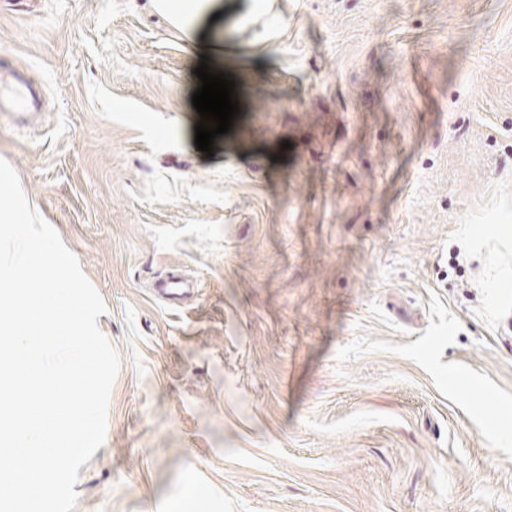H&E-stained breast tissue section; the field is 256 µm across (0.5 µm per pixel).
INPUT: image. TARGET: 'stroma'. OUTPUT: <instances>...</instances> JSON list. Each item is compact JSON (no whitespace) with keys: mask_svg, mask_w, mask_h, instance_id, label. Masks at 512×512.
Instances as JSON below:
<instances>
[{"mask_svg":"<svg viewBox=\"0 0 512 512\" xmlns=\"http://www.w3.org/2000/svg\"><path fill=\"white\" fill-rule=\"evenodd\" d=\"M242 11L208 155L146 0H0V159L121 361L74 512H512V0ZM0 96L2 94L10 96L12 99L8 103L13 111L12 114L33 113L41 109L42 97L39 83L30 77L19 78L17 83H6L0 73Z\"/></svg>","mask_w":512,"mask_h":512,"instance_id":"1","label":"stroma"}]
</instances>
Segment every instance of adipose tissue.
<instances>
[{
  "label": "adipose tissue",
  "instance_id": "1",
  "mask_svg": "<svg viewBox=\"0 0 512 512\" xmlns=\"http://www.w3.org/2000/svg\"><path fill=\"white\" fill-rule=\"evenodd\" d=\"M151 11L165 20L193 52H205L224 64V0H149Z\"/></svg>",
  "mask_w": 512,
  "mask_h": 512
}]
</instances>
